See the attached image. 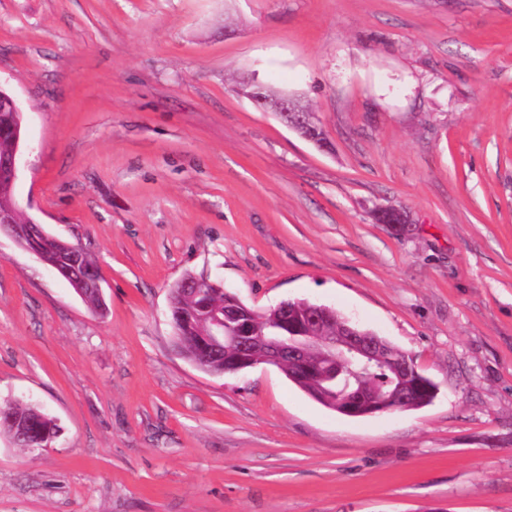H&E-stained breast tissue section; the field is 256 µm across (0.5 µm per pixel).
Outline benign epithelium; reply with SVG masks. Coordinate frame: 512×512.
Returning <instances> with one entry per match:
<instances>
[{
	"label": "benign epithelium",
	"mask_w": 512,
	"mask_h": 512,
	"mask_svg": "<svg viewBox=\"0 0 512 512\" xmlns=\"http://www.w3.org/2000/svg\"><path fill=\"white\" fill-rule=\"evenodd\" d=\"M275 111L286 118L293 129L300 128L299 114L305 111L299 102L289 96L275 99ZM13 147L0 154V183L17 185L22 175V150L19 149V133L10 131ZM11 238L22 250L35 255L45 266L63 279L77 276L75 251L78 245L52 236L39 223L18 224L15 210H0V235ZM205 281L193 277L183 278L170 289L169 307L175 311L184 297L199 293ZM281 314L277 319L276 332L263 336L251 326L253 310L245 305L232 315L218 309L205 307L202 312L209 321V328L200 343L202 351L224 350V372L234 373L247 366H255L251 352L257 345L266 349L263 363L281 367L288 361L298 372H313L326 383L336 384L345 403V411L353 414L361 404L384 411L401 403L408 396L422 391L426 384L413 376L409 361L392 358L388 354L386 340L370 332H361L345 324L333 333H327L333 321L332 308L316 304L310 307L302 320L289 313L288 303L279 304ZM316 341L321 345L319 360L309 361L308 344ZM390 365L393 377L378 386L369 376L379 365Z\"/></svg>",
	"instance_id": "benign-epithelium-1"
}]
</instances>
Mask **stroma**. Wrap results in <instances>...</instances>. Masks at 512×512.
Wrapping results in <instances>:
<instances>
[{"label": "stroma", "instance_id": "obj_1", "mask_svg": "<svg viewBox=\"0 0 512 512\" xmlns=\"http://www.w3.org/2000/svg\"><path fill=\"white\" fill-rule=\"evenodd\" d=\"M0 87L16 196L106 301L0 238V398L60 428L0 434V512H512V0H0ZM187 274L331 307L436 396L347 417L271 365L204 372ZM274 101L275 111L278 112L279 115L286 118L287 120L285 122L288 123V125L292 127L295 131H298V129L301 127L300 119L298 117L300 112H306L304 118L309 124V128L300 132V135H312V132H314L318 136H322V139H324V132L321 129V127H319L313 121H311V113L308 112L304 107H302L299 104V102L286 95L280 96ZM12 112H19L17 101L12 97H1L0 98V183L7 184L11 188L16 187L18 181L22 175V149H19L18 142L19 137L22 136V111L20 114H16L13 117ZM16 119V120H15ZM14 122L16 126L20 125V136L19 130L16 132L15 129L10 131L11 122ZM10 131V132H9ZM10 139L13 142V147ZM12 147V148H11ZM11 148V149H10ZM10 149V150H9ZM9 150V151H8ZM7 151V152H6ZM207 281L199 280L193 277L183 278L178 281V285L170 289L169 294V307L170 311L174 312L180 306L184 297L188 296L191 292L194 294L199 293Z\"/></svg>", "mask_w": 512, "mask_h": 512}]
</instances>
